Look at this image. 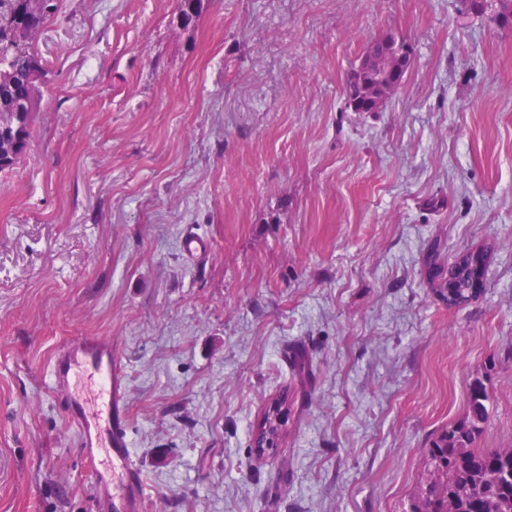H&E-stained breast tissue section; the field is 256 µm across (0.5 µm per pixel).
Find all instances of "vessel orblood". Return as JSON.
I'll return each instance as SVG.
<instances>
[{"label": "vessel or blood", "instance_id": "1", "mask_svg": "<svg viewBox=\"0 0 512 512\" xmlns=\"http://www.w3.org/2000/svg\"><path fill=\"white\" fill-rule=\"evenodd\" d=\"M79 374L97 384L96 406L74 391L73 379ZM49 377L91 468L95 512H143L144 479L130 460L127 414L111 344L97 336L70 337L52 358Z\"/></svg>", "mask_w": 512, "mask_h": 512}]
</instances>
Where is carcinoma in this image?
Segmentation results:
<instances>
[{
    "label": "carcinoma",
    "instance_id": "cac0c4a2",
    "mask_svg": "<svg viewBox=\"0 0 512 512\" xmlns=\"http://www.w3.org/2000/svg\"><path fill=\"white\" fill-rule=\"evenodd\" d=\"M203 0H181L184 24L196 21ZM25 0H0V69L21 75L38 58L30 52L50 12H25ZM405 40L392 35L369 44L360 64L346 81V98H366L381 92L377 70ZM36 94L24 112H0V171L13 167L27 150L30 130L41 107ZM485 255L463 250L448 264V280L435 289L443 298L455 295L471 302L474 279L485 277ZM491 395L483 378L468 387L464 418L440 431L426 452L427 477L406 512H512V447L480 448L478 441L489 417Z\"/></svg>",
    "mask_w": 512,
    "mask_h": 512
}]
</instances>
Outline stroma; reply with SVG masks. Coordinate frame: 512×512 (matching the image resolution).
<instances>
[{
    "mask_svg": "<svg viewBox=\"0 0 512 512\" xmlns=\"http://www.w3.org/2000/svg\"><path fill=\"white\" fill-rule=\"evenodd\" d=\"M53 5L0 172V512H94L48 383L72 335L112 343L145 512H403L481 374L479 445L512 447V26L462 0H203L186 28L179 0ZM389 31L405 82L352 111ZM481 248L448 309L435 285ZM377 39L369 44L360 64L350 71L345 87L346 100L363 99L380 93L382 89L377 80L378 67L387 60L398 45L406 42L392 35L387 36L386 39ZM23 80L28 88L26 97L18 102L7 99L3 104L12 102L14 112H0V171L13 167L26 152L30 130L41 107L40 71L28 75ZM37 87L33 103L26 112H23V105L28 106V99ZM473 258L478 259L477 262ZM474 261V265L472 264ZM485 255L478 250H463L459 252L451 263H448V280L434 288L435 292L448 301V294L455 295L467 303L480 292L473 293L474 279L478 276L485 279Z\"/></svg>",
    "mask_w": 512,
    "mask_h": 512,
    "instance_id": "1",
    "label": "stroma"
}]
</instances>
